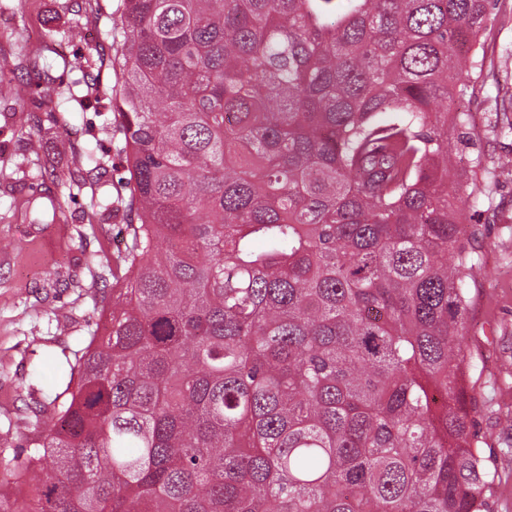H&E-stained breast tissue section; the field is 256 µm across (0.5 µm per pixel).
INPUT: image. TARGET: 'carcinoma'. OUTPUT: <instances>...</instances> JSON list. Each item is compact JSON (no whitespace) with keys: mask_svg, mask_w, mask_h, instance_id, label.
I'll use <instances>...</instances> for the list:
<instances>
[{"mask_svg":"<svg viewBox=\"0 0 512 512\" xmlns=\"http://www.w3.org/2000/svg\"><path fill=\"white\" fill-rule=\"evenodd\" d=\"M491 2L121 0L125 281L0 512H490L448 100Z\"/></svg>","mask_w":512,"mask_h":512,"instance_id":"carcinoma-1","label":"carcinoma"}]
</instances>
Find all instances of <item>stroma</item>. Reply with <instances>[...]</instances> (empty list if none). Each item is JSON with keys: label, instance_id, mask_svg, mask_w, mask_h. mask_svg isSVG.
Wrapping results in <instances>:
<instances>
[{"label": "stroma", "instance_id": "35a3bbf8", "mask_svg": "<svg viewBox=\"0 0 512 512\" xmlns=\"http://www.w3.org/2000/svg\"><path fill=\"white\" fill-rule=\"evenodd\" d=\"M491 20L475 50L482 69L471 72L473 93L448 105V147L455 174L448 191L461 199L459 236L482 272L467 284L466 321L471 352L467 381L470 416L482 439L495 476L491 512H512V169L499 159L512 156V131L503 128L500 107L512 93V0H493ZM97 23L95 41L66 56L45 51L46 36L66 44L69 27ZM120 19L97 21L76 14L70 0H0V58L28 55L36 69L16 72L29 86L22 97L0 100V172L38 173L36 158L25 148L37 140L57 171L79 168L80 152L96 150L105 173L72 189L44 177L42 193L57 197L61 211L42 224L37 212H25L28 192L0 182V460L23 454L41 433L36 412L51 414L53 401L69 381V362L103 327L102 291L111 287L107 258L124 249L129 229L119 140L109 125L116 115L108 98H95L92 84L116 85L114 72L95 68L99 54L110 53L104 37ZM55 101L64 119L47 118ZM115 201L105 223L81 222L92 195Z\"/></svg>", "mask_w": 512, "mask_h": 512}]
</instances>
